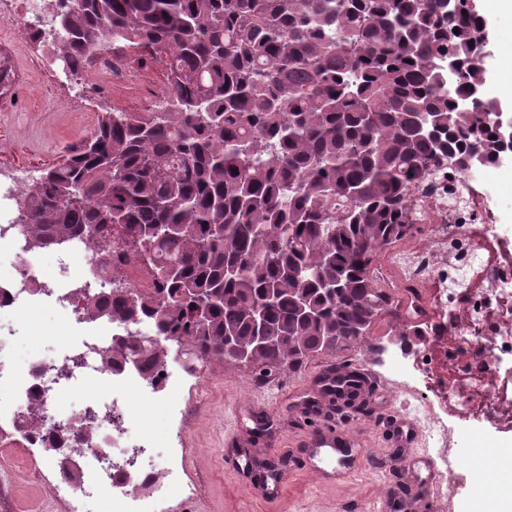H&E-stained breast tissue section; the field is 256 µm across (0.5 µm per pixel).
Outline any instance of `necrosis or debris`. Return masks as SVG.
I'll return each mask as SVG.
<instances>
[{
  "mask_svg": "<svg viewBox=\"0 0 512 512\" xmlns=\"http://www.w3.org/2000/svg\"><path fill=\"white\" fill-rule=\"evenodd\" d=\"M41 0H0V17L22 16L28 23V41L39 51L54 42L41 15ZM29 183V173L0 169V312L14 323L0 328V424H7L23 447H48L58 427L68 429L70 445L80 446L74 462L79 481L58 478L57 495L69 499L73 512H158L155 491L166 486L179 495L185 487L174 468L165 479L145 466L134 469L135 485L127 487L121 467L131 447L145 450L162 446L176 452L183 409L175 395L181 376L165 371L152 378L126 367L104 370L103 352L113 337L150 336L154 326L141 313L126 321L89 322L82 309L108 280L84 242L73 241L47 249L29 248L17 230L18 200ZM512 196V166L495 162L475 174L441 170L432 181L410 192L408 221L428 227V242H406L385 256V267L402 285L404 310L409 319L397 328L400 339L386 365L393 374L411 377L428 374L448 386L449 405L460 422H467L473 406L485 417L500 416L492 381L505 360H512V228L495 223L490 203ZM112 265L121 270L118 287L132 293L154 290V278L145 264L130 260L120 242L112 244ZM53 314L56 327L42 324V314ZM58 337V358L79 351L82 359L69 368V384L56 377V360L40 352L20 355L32 340ZM137 394L160 403L166 425L159 435L131 439L133 419L126 399ZM39 403L45 420L26 429L22 417L32 403ZM98 410L104 434L81 443L83 409ZM471 453L467 512H487V500H512V480L490 485L474 438Z\"/></svg>",
  "mask_w": 512,
  "mask_h": 512,
  "instance_id": "obj_1",
  "label": "necrosis or debris"
}]
</instances>
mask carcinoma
I'll list each match as a JSON object with an SVG mask.
<instances>
[{"instance_id": "carcinoma-1", "label": "carcinoma", "mask_w": 512, "mask_h": 512, "mask_svg": "<svg viewBox=\"0 0 512 512\" xmlns=\"http://www.w3.org/2000/svg\"><path fill=\"white\" fill-rule=\"evenodd\" d=\"M64 2L52 0L64 65L137 48L133 61L162 64L169 83L159 111L103 116L24 193L29 247L80 237L107 268L115 232L153 269L155 293L115 288L84 309L155 324L158 342L105 351L107 370L134 352L157 374L165 342L229 360L231 336L247 363L291 371L365 341L390 305L372 264L412 228L410 189L450 154H504L497 102L475 96L481 16L463 0L451 14L442 0ZM446 83L466 111L434 92Z\"/></svg>"}]
</instances>
